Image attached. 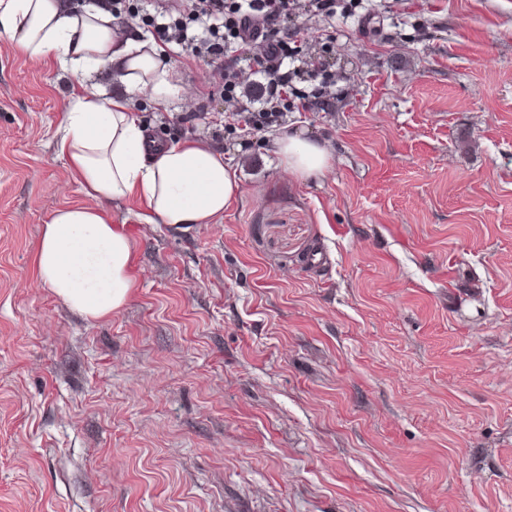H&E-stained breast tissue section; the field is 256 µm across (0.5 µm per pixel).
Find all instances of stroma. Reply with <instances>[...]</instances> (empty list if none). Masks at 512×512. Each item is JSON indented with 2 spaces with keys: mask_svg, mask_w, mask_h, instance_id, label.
Here are the masks:
<instances>
[{
  "mask_svg": "<svg viewBox=\"0 0 512 512\" xmlns=\"http://www.w3.org/2000/svg\"><path fill=\"white\" fill-rule=\"evenodd\" d=\"M294 25L335 97L251 136L212 60L166 48L179 91L136 120L223 152L240 194L182 229L110 205L134 284L100 319L36 253L85 200L55 150L68 103L120 83L0 38V512H512V0ZM284 130L331 170L288 172Z\"/></svg>",
  "mask_w": 512,
  "mask_h": 512,
  "instance_id": "stroma-1",
  "label": "stroma"
}]
</instances>
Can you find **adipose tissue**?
Returning a JSON list of instances; mask_svg holds the SVG:
<instances>
[{
    "mask_svg": "<svg viewBox=\"0 0 512 512\" xmlns=\"http://www.w3.org/2000/svg\"><path fill=\"white\" fill-rule=\"evenodd\" d=\"M0 36L76 77L110 68L124 86L120 97L103 89L75 95L65 112L56 151L88 201L53 213L37 253L40 278L57 297L87 317L107 316L133 285L130 243L109 204L134 196L146 223L212 224L238 197V181L223 153L207 144L148 148L127 98L148 91L165 101L177 74L163 49L120 32L108 10L79 9L70 0H0ZM275 146L284 167L302 178L323 176L333 163L324 144L296 133L279 135Z\"/></svg>",
    "mask_w": 512,
    "mask_h": 512,
    "instance_id": "adipose-tissue-1",
    "label": "adipose tissue"
}]
</instances>
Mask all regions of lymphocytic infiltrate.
Listing matches in <instances>:
<instances>
[{"instance_id": "lymphocytic-infiltrate-1", "label": "lymphocytic infiltrate", "mask_w": 512, "mask_h": 512, "mask_svg": "<svg viewBox=\"0 0 512 512\" xmlns=\"http://www.w3.org/2000/svg\"><path fill=\"white\" fill-rule=\"evenodd\" d=\"M326 0H193L188 13L170 5L171 16L160 30L166 42L194 57L216 62L213 92L224 99L227 112L259 130L278 121L288 110V90L294 78L326 74L324 56L296 60L292 46L297 34L291 22L297 14L315 16ZM265 78L261 102L245 101L238 92L239 69Z\"/></svg>"}]
</instances>
